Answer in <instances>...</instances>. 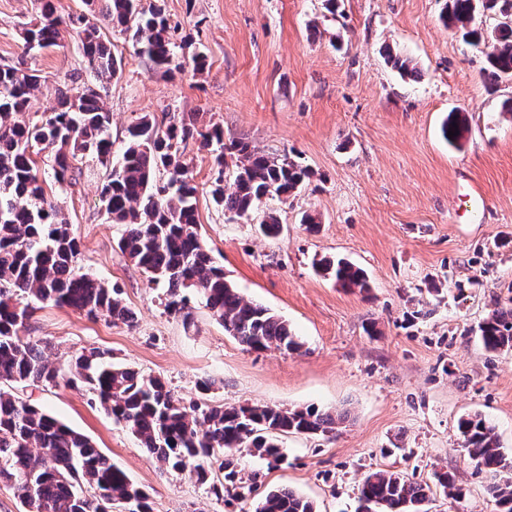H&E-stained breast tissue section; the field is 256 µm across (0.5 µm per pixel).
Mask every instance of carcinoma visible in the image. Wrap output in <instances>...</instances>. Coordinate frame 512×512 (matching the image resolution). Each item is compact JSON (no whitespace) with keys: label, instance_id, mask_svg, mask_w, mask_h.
I'll return each instance as SVG.
<instances>
[{"label":"carcinoma","instance_id":"obj_1","mask_svg":"<svg viewBox=\"0 0 512 512\" xmlns=\"http://www.w3.org/2000/svg\"><path fill=\"white\" fill-rule=\"evenodd\" d=\"M91 16L62 18L52 0H40L41 20L25 31L24 53L61 46L73 39L82 59L95 68L90 75L110 81L122 71V58L105 41L101 25L131 35L137 54L166 77L176 62L175 28L164 12L141 0H96ZM480 0H446L445 26L463 30L475 48L482 46L485 74L494 84L512 78V26L485 35L467 29ZM39 70L25 59L0 64V483L16 490L24 512H112L134 505L150 512L149 494L133 483L85 435L19 397L14 385L84 388L93 400L140 441L143 448L173 471L190 469L216 500L226 486L241 500L257 490L256 478L245 482L236 469V453L247 450L271 467L285 459L281 438L288 434H326L344 416L314 406L282 409L267 405L226 407L199 399L175 398L159 377L112 360L97 348L83 349L64 370L49 361L51 344L24 335L36 303H52L90 318L128 327L136 313L116 289L76 266L79 245L71 225L45 196L35 156L62 186L74 180L76 163L95 161L108 171L100 204L110 224H122L121 253L161 287L164 310L180 314L191 298L207 307L224 330L247 349L303 347L288 322L270 309L245 299L205 248L199 233L197 186L189 176L181 146L198 140L217 146L211 196L224 213L247 219L265 200L288 197L311 178L295 159L271 157L244 139L224 141L223 128L203 126L181 116L161 126L145 113L128 129L119 152L113 151L110 113L101 90L89 84L56 89V104L41 116L25 118ZM460 148L468 132L463 112H450L442 135ZM233 161L224 171L225 157ZM320 270L336 285L369 290L363 269L338 257H324ZM484 347L512 350V307L493 310L479 326ZM461 447L477 471L491 478L489 492L497 512H512V457L501 451L495 426L479 412L458 421ZM432 488L401 471L380 468L358 487V512H428ZM253 512H315L313 503L289 488L270 489L258 497Z\"/></svg>","mask_w":512,"mask_h":512}]
</instances>
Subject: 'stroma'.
<instances>
[{
	"mask_svg": "<svg viewBox=\"0 0 512 512\" xmlns=\"http://www.w3.org/2000/svg\"><path fill=\"white\" fill-rule=\"evenodd\" d=\"M155 2L178 26L182 67L154 74L128 35L107 29L123 59L104 91L112 140L122 144L142 114L165 123L196 112L225 138L311 169L296 195L271 201L283 230L267 238L257 231L262 212L237 221L213 205V149H184L211 256L304 346L248 350L198 302L189 319L166 314L161 289L118 248L124 227L105 220V170L92 163L51 199L79 241L81 271L118 289L138 320L128 327L44 304L29 336L51 343L57 365L84 348L108 351L183 400L347 412L332 433L285 438L278 467L237 456L243 476L291 487L316 512H354L359 484L379 468L427 483L453 474L462 498L436 494L431 512H495L457 422L484 414L512 454V350L487 352L477 335L494 309L512 305V80L489 85L481 54L440 22L445 0H342L337 17L323 0H143ZM39 15L37 0H0V63L23 57L46 76L31 100L38 113L82 67L71 40L24 54L22 31ZM389 51L409 58L418 78L388 64ZM198 52L207 66L196 73ZM451 111L468 121L458 150L441 134ZM306 213L318 217L316 230L302 224ZM325 256L362 267L369 292L319 274L313 262ZM19 394L91 438L148 491L153 512H248L234 493L215 500L194 474L166 469L82 388Z\"/></svg>",
	"mask_w": 512,
	"mask_h": 512,
	"instance_id": "obj_1",
	"label": "stroma"
}]
</instances>
